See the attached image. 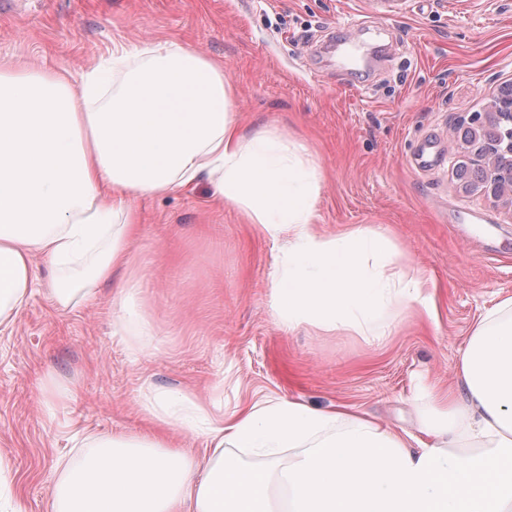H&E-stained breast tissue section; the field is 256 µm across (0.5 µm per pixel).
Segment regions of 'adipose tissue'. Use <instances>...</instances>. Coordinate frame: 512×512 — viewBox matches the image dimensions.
<instances>
[{
  "mask_svg": "<svg viewBox=\"0 0 512 512\" xmlns=\"http://www.w3.org/2000/svg\"><path fill=\"white\" fill-rule=\"evenodd\" d=\"M119 86L101 101L111 80ZM224 67L175 40L113 50L72 86L41 67L0 66V326L32 285L34 255L71 265L47 286L78 304L131 264L136 198L208 176L272 241H286L271 283L286 329L385 334L425 304L430 279L382 232L334 235L313 221L321 180L303 145L277 131L241 133ZM429 442L343 409L262 401L224 416L195 395L142 406L158 426L204 424L199 459L164 440L94 439L66 468L51 512H512V299L479 321L457 383L428 393ZM288 467H245L236 449Z\"/></svg>",
  "mask_w": 512,
  "mask_h": 512,
  "instance_id": "adipose-tissue-1",
  "label": "adipose tissue"
}]
</instances>
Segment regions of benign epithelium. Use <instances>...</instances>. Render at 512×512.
<instances>
[{"label":"benign epithelium","mask_w":512,"mask_h":512,"mask_svg":"<svg viewBox=\"0 0 512 512\" xmlns=\"http://www.w3.org/2000/svg\"><path fill=\"white\" fill-rule=\"evenodd\" d=\"M503 122H512V99L497 95L485 111L469 113L463 128L453 130V136L460 138L470 132L474 144L471 163L483 175L477 191L495 201L512 199V138L486 135Z\"/></svg>","instance_id":"benign-epithelium-1"}]
</instances>
